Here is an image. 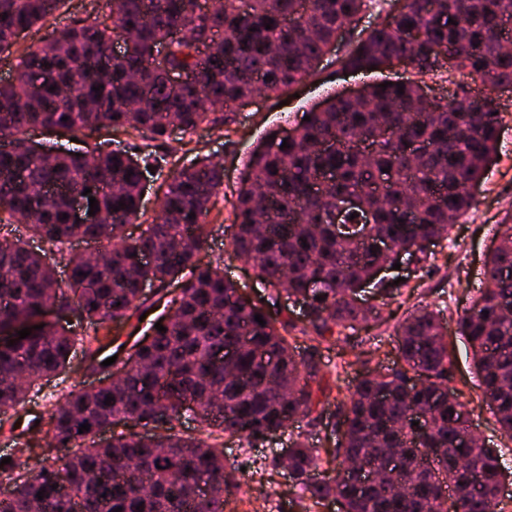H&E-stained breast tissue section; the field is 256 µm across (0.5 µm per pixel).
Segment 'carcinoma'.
Listing matches in <instances>:
<instances>
[{
  "instance_id": "obj_1",
  "label": "carcinoma",
  "mask_w": 512,
  "mask_h": 512,
  "mask_svg": "<svg viewBox=\"0 0 512 512\" xmlns=\"http://www.w3.org/2000/svg\"><path fill=\"white\" fill-rule=\"evenodd\" d=\"M61 2L0 0V53ZM371 2L224 0L209 14L197 11V0H112L113 24L130 38L121 59L110 54L107 25L73 26L30 45L19 79L0 84V139L14 144L0 152V224L20 215L30 238L51 250L83 237L104 252L100 259L69 256L64 284L47 251H33L20 238L0 240V413L17 410L69 361L75 339L47 319L49 312L69 310L107 330L147 312L140 282H183L168 311L150 323V341L130 348L121 381L63 395L50 414L52 437L40 466L14 482L0 512H224L240 479L224 464L222 439L250 444L277 433L288 436L284 465L301 512L332 498L342 500L343 512H447L439 483L465 489L463 512H502L501 455L465 440L469 411L448 388L453 360L436 311L419 309L400 322L397 366L363 377L336 403L334 475L313 479L320 449L289 430L304 419L317 422L330 389L318 363L295 359L293 333L319 345L340 342L368 320L357 292L394 262L396 251L413 249L427 260L423 242L448 238L453 221L473 208L465 186L478 185L494 159L497 107L488 95L473 99L465 84L451 100L431 99L425 78L457 73L487 88L512 86V52L502 44L512 0H398L375 28L350 37L337 63L367 73L404 58L411 77L403 93L395 84L373 83L355 99L330 95L292 136L269 137L250 154L234 204L232 252L277 295L288 277V295L305 297L303 326L271 318L262 302L201 263L206 217L224 182L208 157L176 171L146 230L134 240L125 235L144 216L142 181L161 169L151 142L166 140L173 126L191 133L224 125L257 94L287 93L315 74L336 33L353 30ZM409 28L419 33L413 42L403 37ZM163 42L170 45L169 65L197 71V81L168 86L153 62ZM209 102L224 105V113L210 111ZM37 126L72 133L110 128L144 134L149 143L137 153L98 147L90 156L46 157L25 139ZM284 142L289 147L281 148ZM323 142L330 148H319ZM87 188L109 223L63 218L72 195ZM351 199L357 205L345 222L372 218L361 224L363 244L336 231V208ZM484 277L457 330L472 349L482 401L512 439L511 226L488 254ZM24 328L31 334L21 339ZM109 396L114 401L107 404ZM193 406L204 438L176 430ZM415 408L427 412L416 426ZM127 420L150 432L134 431ZM85 423L90 429L79 432ZM118 426L123 431L111 440H96L103 428ZM394 452L401 456L394 476L358 487L357 475L343 470L348 459L381 470Z\"/></svg>"
}]
</instances>
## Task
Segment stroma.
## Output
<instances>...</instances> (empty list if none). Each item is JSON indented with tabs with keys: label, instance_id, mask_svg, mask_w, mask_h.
<instances>
[{
	"label": "stroma",
	"instance_id": "stroma-1",
	"mask_svg": "<svg viewBox=\"0 0 512 512\" xmlns=\"http://www.w3.org/2000/svg\"><path fill=\"white\" fill-rule=\"evenodd\" d=\"M110 8L107 0H65L64 5L40 25L38 30L21 37L10 51L0 53V83L15 78L20 56L27 46L48 37L53 31L80 23L94 24L107 20ZM395 72L345 75L334 57L321 61L317 72L296 86L294 92L283 98L255 96L252 104L232 114L230 123L213 127L201 125L190 134L174 133L166 141L156 143L157 156L163 157V175L189 165L201 155L212 156L224 168V186L216 198V205L206 219L210 235L200 254L202 263L220 266L226 278L240 288L259 290L252 268L236 260L229 246L233 222L232 204L236 199L240 178L250 154L272 131L288 132L297 125L314 105L328 95L338 94L362 85L395 79ZM500 113L498 157L490 164L483 180L473 190L475 207L469 216L456 221L447 240L434 248L436 260L424 266L405 262L400 270H387L380 275L381 284L369 287L362 299L373 314L338 349H320L311 352L309 339H299L294 353L297 359L318 361L332 387L323 401L325 415L336 410V401L342 398L366 374L384 372L395 367L398 358L394 350L395 328L411 311L419 306H430L440 311L448 324V344L455 357L450 387L459 393L470 412L472 426L478 436L490 447L499 449L503 464L512 474V439L503 436L491 410L479 397V379L473 367L472 350L457 332V319L470 308L473 298L483 286V264L496 240L499 225L512 224V95L497 98ZM27 138L48 151L59 149L87 151L98 142L112 139L114 147H122L127 137L123 134L107 136L106 132L85 133L72 137L70 132L42 129L30 130ZM148 322L133 326H114L113 341L105 346L102 357L112 358V365L90 372L83 367L87 340L94 334L90 324L75 326L77 341L67 367L55 377L42 381L32 389L29 400L17 413L14 429L0 430V455L11 453L15 440L43 442L48 429V414L62 395L70 390L98 385L113 371L121 369L127 349L147 331ZM282 446L265 443L252 449L237 442L224 445L227 463L245 464L241 474L242 489L236 501L230 502L226 512H298L291 506L285 491L288 473L277 458Z\"/></svg>",
	"mask_w": 512,
	"mask_h": 512
}]
</instances>
